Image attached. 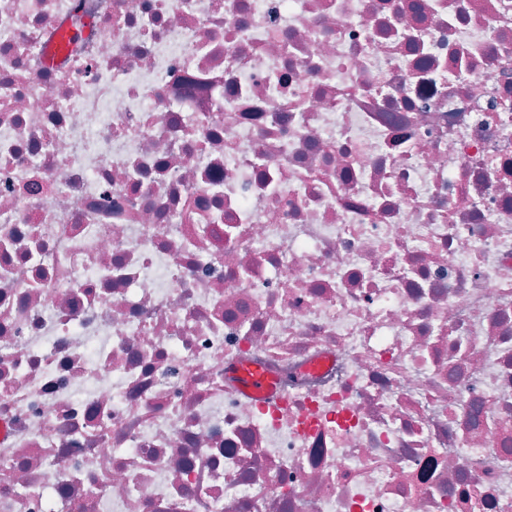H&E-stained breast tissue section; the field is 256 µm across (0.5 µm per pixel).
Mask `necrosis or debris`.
I'll return each mask as SVG.
<instances>
[{
  "mask_svg": "<svg viewBox=\"0 0 512 512\" xmlns=\"http://www.w3.org/2000/svg\"><path fill=\"white\" fill-rule=\"evenodd\" d=\"M1 473L512 512V0H0Z\"/></svg>",
  "mask_w": 512,
  "mask_h": 512,
  "instance_id": "4bbe7bcc",
  "label": "necrosis or debris"
}]
</instances>
